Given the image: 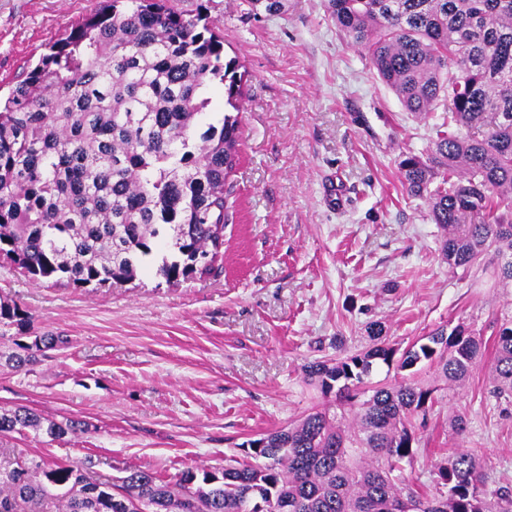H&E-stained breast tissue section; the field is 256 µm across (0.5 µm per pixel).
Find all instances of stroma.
<instances>
[{"mask_svg": "<svg viewBox=\"0 0 512 512\" xmlns=\"http://www.w3.org/2000/svg\"><path fill=\"white\" fill-rule=\"evenodd\" d=\"M206 15L224 55L247 73L236 208L224 227V270L176 285L143 275L123 286L37 283L0 258V298L27 311L0 353L44 332L63 336L51 357L0 367V408L81 421L51 439L0 435V457L41 455L113 483L133 470L173 481L188 470L244 459V446L332 405L304 372L338 348L367 346L369 324L402 350L442 325L490 336L512 313L487 252L449 270L426 200L401 184L403 153L426 151L442 112H408L360 48L331 21L325 0H285L278 13L249 0H167ZM101 0H0V94ZM337 178L344 203H326ZM488 364L451 388L428 367L415 379L435 403L416 416L406 484L431 489L435 461L478 453L493 486L512 487V404L492 392ZM467 420L452 434L454 415Z\"/></svg>", "mask_w": 512, "mask_h": 512, "instance_id": "stroma-1", "label": "stroma"}]
</instances>
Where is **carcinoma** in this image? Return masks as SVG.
I'll list each match as a JSON object with an SVG mask.
<instances>
[{
  "mask_svg": "<svg viewBox=\"0 0 512 512\" xmlns=\"http://www.w3.org/2000/svg\"><path fill=\"white\" fill-rule=\"evenodd\" d=\"M327 10L407 111L448 115L428 153L400 161L402 186L445 232L448 268H470L493 248L498 284L512 288V0H327ZM239 68L202 15L165 0H106L0 106V255L38 282L78 287L131 283L150 258L173 285L219 269L245 99ZM214 86L224 87L223 117L197 136ZM27 323L17 303L0 301V327ZM369 339L304 368L349 410L317 409L250 441L253 463L188 470L173 484L135 470L114 494L34 455L0 466V512H184L187 499L198 512H489L493 503L512 512V489L490 487L466 450L435 463L429 492L395 475L412 459V419L432 407L431 389L404 378L358 401L380 363L428 364L461 385L484 362L481 334L439 326L401 354L377 323ZM64 344L36 336L18 344L27 357L6 364ZM490 377L495 396L511 399L512 315L494 321ZM27 429L58 439L81 425L0 411V434Z\"/></svg>",
  "mask_w": 512,
  "mask_h": 512,
  "instance_id": "obj_1",
  "label": "carcinoma"
}]
</instances>
